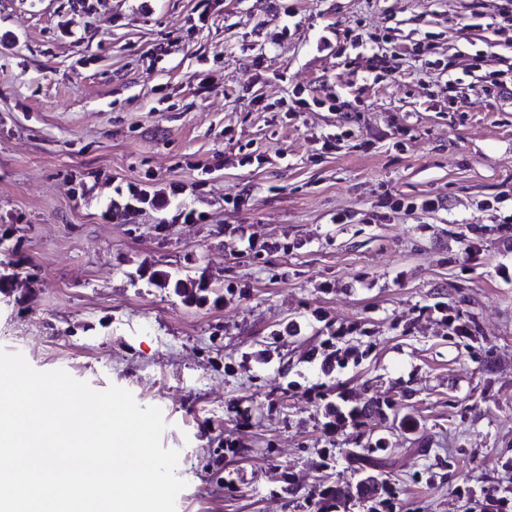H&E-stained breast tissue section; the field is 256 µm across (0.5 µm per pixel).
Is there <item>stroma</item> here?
I'll return each mask as SVG.
<instances>
[{
	"label": "stroma",
	"instance_id": "35a3bbf8",
	"mask_svg": "<svg viewBox=\"0 0 512 512\" xmlns=\"http://www.w3.org/2000/svg\"><path fill=\"white\" fill-rule=\"evenodd\" d=\"M497 4L0 0V348L159 407L187 483L176 512H363L325 491L379 438L396 512L512 496V243L480 207L512 193V103L471 96L469 68L481 49L512 63ZM474 13L486 28L461 34ZM429 33L447 70L411 51ZM299 90L311 104L290 111ZM131 185L181 192L156 208ZM158 270L217 298L186 304L147 284ZM328 342L358 362L324 370ZM329 400L380 408L332 427Z\"/></svg>",
	"mask_w": 512,
	"mask_h": 512
}]
</instances>
